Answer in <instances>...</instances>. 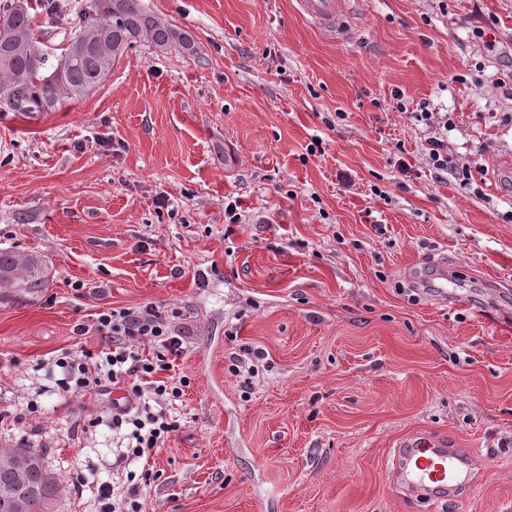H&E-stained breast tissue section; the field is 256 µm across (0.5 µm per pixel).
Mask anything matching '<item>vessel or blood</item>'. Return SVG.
Here are the masks:
<instances>
[{
	"mask_svg": "<svg viewBox=\"0 0 512 512\" xmlns=\"http://www.w3.org/2000/svg\"><path fill=\"white\" fill-rule=\"evenodd\" d=\"M298 13L329 36L351 28V0H295ZM393 466L403 478L408 494L429 499L467 500L472 457L464 448H447L428 438L414 437L393 450Z\"/></svg>",
	"mask_w": 512,
	"mask_h": 512,
	"instance_id": "1",
	"label": "vessel or blood"
}]
</instances>
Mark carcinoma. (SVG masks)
<instances>
[{
	"instance_id": "carcinoma-1",
	"label": "carcinoma",
	"mask_w": 512,
	"mask_h": 512,
	"mask_svg": "<svg viewBox=\"0 0 512 512\" xmlns=\"http://www.w3.org/2000/svg\"><path fill=\"white\" fill-rule=\"evenodd\" d=\"M31 0H11L0 11V112H48L79 99L105 82L125 51L147 41L160 50L195 56V40L177 26L147 11L141 0H87L82 29L55 58L42 53L32 22ZM54 70L58 81H41ZM53 281L44 255L0 249V305L39 302ZM63 491L34 448L0 445V512H51Z\"/></svg>"
}]
</instances>
